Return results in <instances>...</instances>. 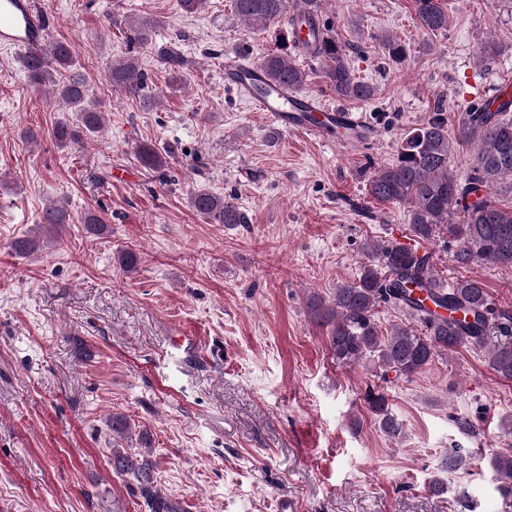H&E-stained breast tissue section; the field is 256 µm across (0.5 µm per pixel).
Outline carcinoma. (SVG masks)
Listing matches in <instances>:
<instances>
[{"instance_id": "cac0c4a2", "label": "carcinoma", "mask_w": 512, "mask_h": 512, "mask_svg": "<svg viewBox=\"0 0 512 512\" xmlns=\"http://www.w3.org/2000/svg\"><path fill=\"white\" fill-rule=\"evenodd\" d=\"M324 0H232L235 15L249 28L266 30L287 26L321 29L314 42H304L303 51L320 58L324 78L336 96L346 101H368L375 95L374 86L359 80L351 69L345 47L336 40L331 29L322 23ZM415 15L420 26L430 32L448 29L445 0H414ZM158 24L144 19L131 28L129 39L139 44L149 40ZM160 57L177 82V73L188 64L176 48L167 47ZM75 48L62 41L51 43L41 57L25 55L20 65L29 85L38 92L52 85L75 118L59 122L53 136L61 148L78 142L104 128V115L98 104L88 99L83 80L73 75L60 82L57 77L75 65ZM259 67L277 84L299 88L308 74L297 66L288 49L267 53ZM112 86L126 94L138 96L147 87V74L133 62H117L109 71ZM479 140L471 171L461 180L450 168L454 146ZM142 162L156 170L166 166V159L154 148H140ZM512 176V120L502 117L488 103L465 113L455 136L448 133V120L437 110L426 124L410 131L397 148L395 158L376 168L369 180L370 195L381 203L406 204L411 235L429 242L437 230L446 227L448 237L461 242L455 261L467 265L486 261L512 268V209L504 210L492 197L493 187ZM192 207L200 215L220 224H242L244 215L224 197L206 189L191 194ZM457 210L462 223L448 222ZM68 207L53 203L45 207L40 226L56 230L70 223ZM40 240L33 235L16 238L12 250L17 255L37 251ZM370 263L361 267L358 279L336 289L330 300L313 294L307 299L311 318L326 328L333 358L341 365H358L370 361L393 371L407 380L424 372L434 357L453 353L461 347L484 353L493 373L512 381V312L496 309L484 284L477 279L458 281L451 288L439 287L428 252L397 241H376L364 246ZM391 305L417 318L424 328L418 334L400 325L387 335L380 334L375 320L377 307ZM500 340L492 341L493 335ZM368 410L390 438L402 432L399 420L388 410L380 393L366 395ZM112 441L132 437L134 425L122 413L107 418ZM492 468L503 484L512 488V456L498 455ZM112 469L133 474L139 492L150 512H174L171 503L157 490L152 463L140 453L127 448H112Z\"/></svg>"}]
</instances>
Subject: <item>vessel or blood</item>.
I'll return each mask as SVG.
<instances>
[{"label": "vessel or blood", "instance_id": "obj_1", "mask_svg": "<svg viewBox=\"0 0 512 512\" xmlns=\"http://www.w3.org/2000/svg\"><path fill=\"white\" fill-rule=\"evenodd\" d=\"M47 16L35 0H0V44L31 56L47 47ZM224 84L279 129L303 132L347 147L367 139L370 128L362 114L327 105L313 94H301L273 84L260 67L224 58Z\"/></svg>", "mask_w": 512, "mask_h": 512}]
</instances>
